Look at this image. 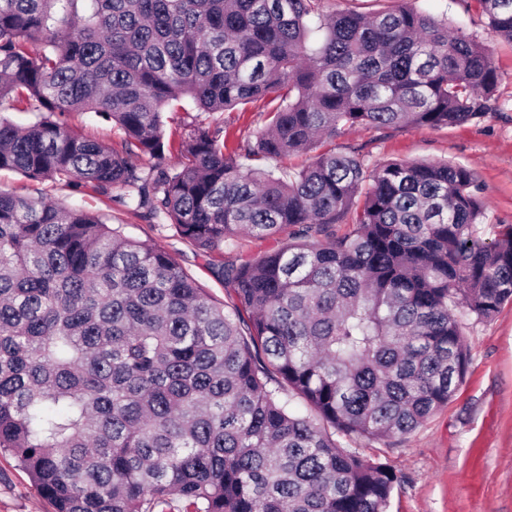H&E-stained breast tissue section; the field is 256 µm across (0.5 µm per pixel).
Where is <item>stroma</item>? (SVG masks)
<instances>
[{
	"mask_svg": "<svg viewBox=\"0 0 512 512\" xmlns=\"http://www.w3.org/2000/svg\"><path fill=\"white\" fill-rule=\"evenodd\" d=\"M401 7L448 18L452 26L486 47L498 74L495 107L480 121L441 129L351 127L332 146L360 154L370 166L417 161L468 167L487 203L479 233L493 239L512 225V43L490 30L475 0H323L321 4L325 12L339 8L365 15ZM219 119L224 124L225 150L235 152L263 127V104L237 106L220 113ZM0 186L104 212L126 236L169 252L215 301L231 300L206 259L171 225L149 223L88 187L33 182L7 170L0 171ZM463 334L469 364L447 405L411 433L387 443L354 436L341 440L343 447L401 475L388 512H512V302L486 320L464 317ZM0 512H53L29 473L5 452H0Z\"/></svg>",
	"mask_w": 512,
	"mask_h": 512,
	"instance_id": "obj_1",
	"label": "stroma"
}]
</instances>
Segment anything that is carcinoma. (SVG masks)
<instances>
[{
	"instance_id": "carcinoma-1",
	"label": "carcinoma",
	"mask_w": 512,
	"mask_h": 512,
	"mask_svg": "<svg viewBox=\"0 0 512 512\" xmlns=\"http://www.w3.org/2000/svg\"><path fill=\"white\" fill-rule=\"evenodd\" d=\"M319 2L0 0V170L90 187L208 257L293 229L213 265L226 306L105 214L0 189V450L54 512H387L401 476L338 437L389 442L447 405L469 361L458 310L512 301V227L479 236L467 167L334 149L285 179L243 163L493 108L485 48L448 21L333 10L310 47ZM475 2L512 42V0ZM263 99L238 154L197 116L165 140L175 103ZM79 111L120 148L70 130ZM273 245L274 241L271 239L242 237L236 239L231 244L226 243L223 253L220 255L215 254V259L223 260L226 263L228 261H235L239 256L256 258L264 254Z\"/></svg>"
}]
</instances>
